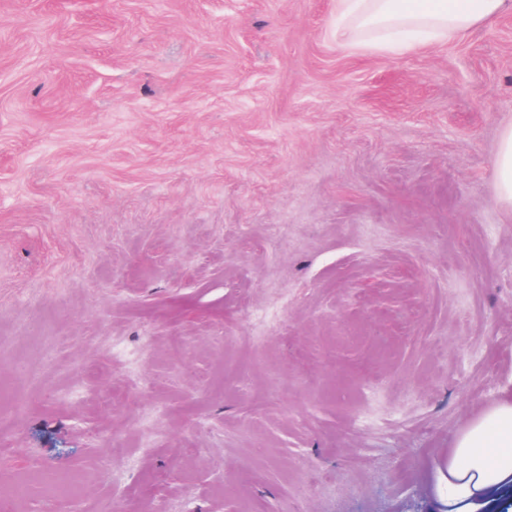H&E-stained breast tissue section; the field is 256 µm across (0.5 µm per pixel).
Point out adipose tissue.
<instances>
[{
    "instance_id": "adipose-tissue-1",
    "label": "adipose tissue",
    "mask_w": 512,
    "mask_h": 512,
    "mask_svg": "<svg viewBox=\"0 0 512 512\" xmlns=\"http://www.w3.org/2000/svg\"><path fill=\"white\" fill-rule=\"evenodd\" d=\"M512 0H336V17L352 44L408 51L462 38L471 28L511 11ZM512 485V398L490 407L458 434L435 470V491L448 512H485Z\"/></svg>"
}]
</instances>
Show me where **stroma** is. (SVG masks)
I'll return each instance as SVG.
<instances>
[{
	"label": "stroma",
	"instance_id": "1",
	"mask_svg": "<svg viewBox=\"0 0 512 512\" xmlns=\"http://www.w3.org/2000/svg\"><path fill=\"white\" fill-rule=\"evenodd\" d=\"M509 126L512 12L392 53L336 0H0V487L440 512L512 394ZM495 181L499 202L512 207V126L505 128L500 137Z\"/></svg>",
	"mask_w": 512,
	"mask_h": 512
}]
</instances>
